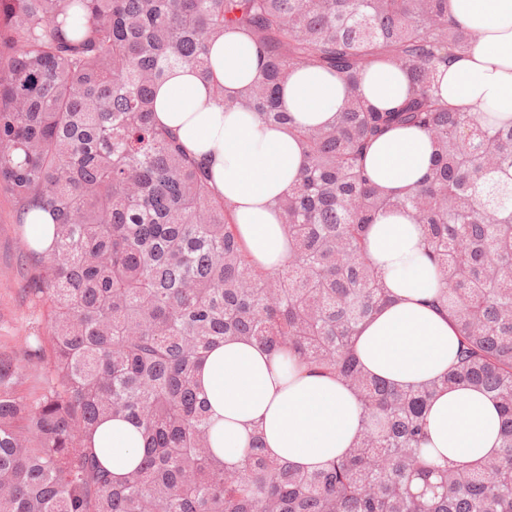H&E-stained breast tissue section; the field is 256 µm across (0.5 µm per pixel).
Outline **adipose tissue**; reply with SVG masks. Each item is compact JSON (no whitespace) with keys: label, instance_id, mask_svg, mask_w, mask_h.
Wrapping results in <instances>:
<instances>
[{"label":"adipose tissue","instance_id":"adipose-tissue-1","mask_svg":"<svg viewBox=\"0 0 512 512\" xmlns=\"http://www.w3.org/2000/svg\"><path fill=\"white\" fill-rule=\"evenodd\" d=\"M448 14L478 38L440 66L439 96L459 111L512 122V0H448ZM209 61L208 79L178 69L157 88L155 121L176 132L189 154L209 163L212 185L231 205L258 267H283L290 243L276 202L294 187L304 148L287 127L210 104L213 85L230 95L259 70L263 59L245 34L225 33L211 44ZM359 91L375 108L390 110L408 97L410 85L402 70L378 61L362 76ZM345 99L341 77L312 67L294 69L281 90L284 108L304 128L335 120ZM433 153L422 129L397 127L371 144L363 165L385 194L401 197L429 172ZM367 257L394 300L360 327L354 346L360 363L399 387L445 374L460 338L432 303L441 276L424 254L420 226L402 212L380 215L368 230ZM197 383L214 421L211 447L230 466L241 465L256 427L264 433L268 458L307 471L341 458L361 429L359 400L340 379L251 340L229 338L215 347L199 367ZM500 423L496 402L483 391L442 390L429 405L423 454L437 466L477 462L497 449ZM86 444L117 477L134 470L143 454L140 427L121 416L101 421Z\"/></svg>","mask_w":512,"mask_h":512}]
</instances>
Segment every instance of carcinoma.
<instances>
[{"label": "carcinoma", "mask_w": 512, "mask_h": 512, "mask_svg": "<svg viewBox=\"0 0 512 512\" xmlns=\"http://www.w3.org/2000/svg\"><path fill=\"white\" fill-rule=\"evenodd\" d=\"M83 18L67 30L66 17ZM229 29L264 54L226 112L288 124L278 90L297 66L347 84L336 122L293 128L305 147L298 183L277 208L287 264L254 266L204 163L153 122L155 88L178 68L209 73ZM477 34L448 0H0V187L19 217L52 213L49 252L22 246L31 302L47 338L0 352V512H512V126L455 112L435 73ZM389 60L412 84L380 112L357 94ZM394 124L425 129L432 172L405 196L380 192L363 152ZM422 226L441 275L438 305L460 333L443 377L399 388L364 372L359 325L388 300L365 252L388 211ZM297 352L341 378L364 409L354 446L322 471L263 456L240 467L210 446L195 374L224 338ZM50 381L17 392L24 363ZM469 384L500 405V448L467 467L422 455L425 412L442 388ZM135 420L144 462L114 483L85 446L107 417Z\"/></svg>", "instance_id": "obj_1"}]
</instances>
